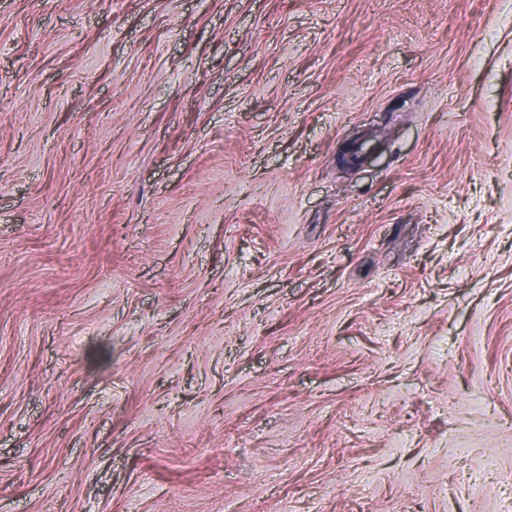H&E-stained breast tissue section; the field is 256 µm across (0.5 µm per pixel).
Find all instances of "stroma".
Listing matches in <instances>:
<instances>
[{
    "mask_svg": "<svg viewBox=\"0 0 512 512\" xmlns=\"http://www.w3.org/2000/svg\"><path fill=\"white\" fill-rule=\"evenodd\" d=\"M0 512H512V0H0Z\"/></svg>",
    "mask_w": 512,
    "mask_h": 512,
    "instance_id": "35a3bbf8",
    "label": "stroma"
}]
</instances>
